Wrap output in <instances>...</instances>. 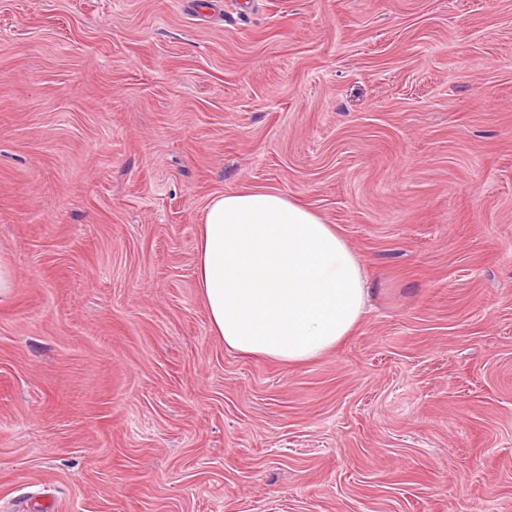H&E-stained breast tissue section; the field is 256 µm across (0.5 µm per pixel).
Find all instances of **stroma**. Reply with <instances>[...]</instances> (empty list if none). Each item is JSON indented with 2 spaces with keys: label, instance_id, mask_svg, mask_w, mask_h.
Returning <instances> with one entry per match:
<instances>
[{
  "label": "stroma",
  "instance_id": "35a3bbf8",
  "mask_svg": "<svg viewBox=\"0 0 512 512\" xmlns=\"http://www.w3.org/2000/svg\"><path fill=\"white\" fill-rule=\"evenodd\" d=\"M333 225L370 299L214 336L212 196ZM0 512H512V0H0Z\"/></svg>",
  "mask_w": 512,
  "mask_h": 512
}]
</instances>
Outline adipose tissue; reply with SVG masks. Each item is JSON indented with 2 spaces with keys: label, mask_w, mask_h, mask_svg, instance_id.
<instances>
[{
  "label": "adipose tissue",
  "mask_w": 512,
  "mask_h": 512,
  "mask_svg": "<svg viewBox=\"0 0 512 512\" xmlns=\"http://www.w3.org/2000/svg\"><path fill=\"white\" fill-rule=\"evenodd\" d=\"M195 272L215 335L287 366L335 348L367 300L361 265L334 226L277 191L214 196Z\"/></svg>",
  "instance_id": "obj_1"
}]
</instances>
